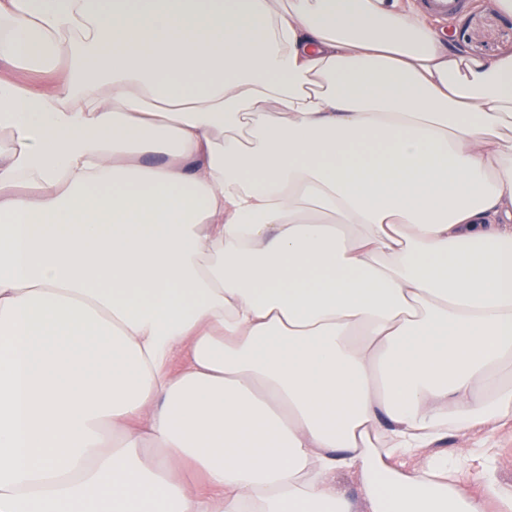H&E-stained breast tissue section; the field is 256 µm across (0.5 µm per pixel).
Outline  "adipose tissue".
Returning a JSON list of instances; mask_svg holds the SVG:
<instances>
[{
  "instance_id": "ef3b65f1",
  "label": "adipose tissue",
  "mask_w": 512,
  "mask_h": 512,
  "mask_svg": "<svg viewBox=\"0 0 512 512\" xmlns=\"http://www.w3.org/2000/svg\"><path fill=\"white\" fill-rule=\"evenodd\" d=\"M0 63L60 73L0 79V512H512L433 449L512 425V54L408 0H0ZM58 74L59 71L53 74H35L17 66L0 65V76L46 90L54 87Z\"/></svg>"
}]
</instances>
